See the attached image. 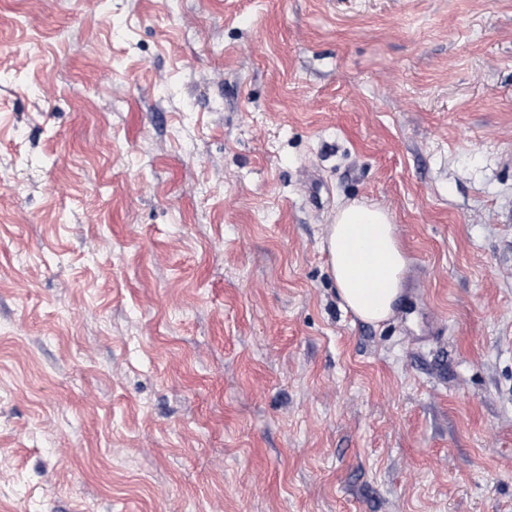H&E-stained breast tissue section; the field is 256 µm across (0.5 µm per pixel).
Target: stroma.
Wrapping results in <instances>:
<instances>
[{"instance_id": "stroma-1", "label": "stroma", "mask_w": 512, "mask_h": 512, "mask_svg": "<svg viewBox=\"0 0 512 512\" xmlns=\"http://www.w3.org/2000/svg\"><path fill=\"white\" fill-rule=\"evenodd\" d=\"M0 512H512V0H0ZM324 249L346 308L374 324L394 314L410 260L386 209L356 201L341 207L328 224Z\"/></svg>"}]
</instances>
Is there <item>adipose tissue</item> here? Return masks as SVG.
<instances>
[{
    "mask_svg": "<svg viewBox=\"0 0 512 512\" xmlns=\"http://www.w3.org/2000/svg\"><path fill=\"white\" fill-rule=\"evenodd\" d=\"M325 249L346 308L374 324L394 314L410 260L386 209L356 201L341 207L327 228Z\"/></svg>",
    "mask_w": 512,
    "mask_h": 512,
    "instance_id": "obj_1",
    "label": "adipose tissue"
}]
</instances>
